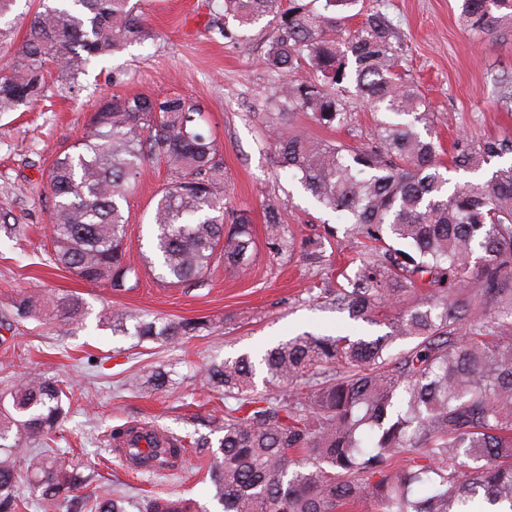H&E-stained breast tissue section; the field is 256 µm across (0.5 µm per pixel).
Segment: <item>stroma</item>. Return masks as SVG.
<instances>
[{"label":"stroma","instance_id":"stroma-1","mask_svg":"<svg viewBox=\"0 0 512 512\" xmlns=\"http://www.w3.org/2000/svg\"><path fill=\"white\" fill-rule=\"evenodd\" d=\"M221 2L141 0L150 39L92 62L76 87L50 84L36 109L0 115V215L16 227L11 239L0 231V391L34 370L63 382L70 409L56 445L69 451L79 471H96L100 487L134 497L154 491L192 498L204 512H220L202 471L208 450L188 449L174 467L140 476L110 451L111 431L149 425L170 435L195 431L218 441L224 402L202 377L206 365L305 332L362 337L382 331L317 299L320 289L336 288L354 275L359 262L352 252L329 245L321 259L306 255L305 243L342 231L344 219L315 205L277 163L268 114L280 78L262 63L271 24L260 21L241 42L225 44ZM365 5L387 13L404 42L403 70L430 106L441 160H448L460 137L482 142L512 133V104L492 99L502 75H512V26L473 34L460 19V0H365ZM135 94H180L203 105L201 129L220 145L226 190L251 211L256 249L246 268L214 261L200 287L157 279L146 258L150 219L168 181L160 165L145 170L125 207L126 259L139 270L133 290L118 294L51 267L52 199L46 187L51 164L82 138L98 99ZM350 112L348 122L333 129L311 124L301 112L290 114L288 122L309 127L319 139L370 144L372 113L360 105ZM271 197L280 201L284 225L300 244L292 255L268 253L263 202ZM34 289L51 299L78 296L82 317L19 318L17 298ZM116 308L127 315L120 332L102 318ZM157 318H201L211 327L178 343L141 340L138 322ZM158 366L171 372L169 390L128 385L129 377Z\"/></svg>","mask_w":512,"mask_h":512}]
</instances>
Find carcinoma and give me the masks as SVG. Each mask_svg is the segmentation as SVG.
Segmentation results:
<instances>
[{
  "label": "carcinoma",
  "mask_w": 512,
  "mask_h": 512,
  "mask_svg": "<svg viewBox=\"0 0 512 512\" xmlns=\"http://www.w3.org/2000/svg\"><path fill=\"white\" fill-rule=\"evenodd\" d=\"M359 0H223L224 41L250 26L276 22L263 60L282 77L274 93L279 132L272 140L282 170L347 227L336 245L364 248L347 287L323 298L354 320L399 303L387 331L373 339L302 334L260 355L224 359L203 377L224 400L223 436L207 474L222 512H512V163L484 181L452 183L449 173L478 171L512 156V133L475 146L460 138L448 163L428 128L430 107L404 80V46L376 9L357 27L345 11ZM463 24L477 34L512 21V0H462ZM150 36L136 0H39L17 56L0 68V114L37 104L52 72L77 84L92 61ZM309 68L314 76L295 79ZM355 99L382 114L371 144L350 148L280 123L305 113L320 127L339 126ZM202 107L179 95L103 99L75 151L60 154L47 184L54 264L116 292L132 289L138 269L125 261L123 203L149 163L169 181L151 218L148 261L173 285L205 281L211 263L241 269L253 251L249 210L224 189L217 141L200 131ZM267 245L275 256L296 241L280 203L265 207ZM420 283L429 287L421 289ZM475 302L470 307L456 294ZM78 320L82 302L27 295L17 316L47 307ZM199 319L141 321L137 334L176 342L199 335ZM412 343L400 356L396 341ZM264 380L288 397L254 394ZM153 370L145 384L165 389ZM67 394L34 374L0 394V512H21L18 482L28 477L44 508L80 512H199L190 499L147 496L134 503L94 482L49 447L61 431ZM205 438L149 434L141 459L169 466Z\"/></svg>",
  "instance_id": "carcinoma-1"
}]
</instances>
